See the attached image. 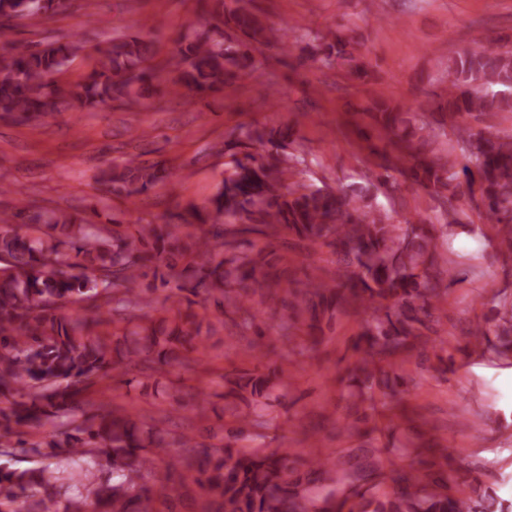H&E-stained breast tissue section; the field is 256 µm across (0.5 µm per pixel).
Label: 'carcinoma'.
<instances>
[{"mask_svg": "<svg viewBox=\"0 0 512 512\" xmlns=\"http://www.w3.org/2000/svg\"><path fill=\"white\" fill-rule=\"evenodd\" d=\"M78 8L76 0H0V19L56 15ZM223 24L239 33L229 43L180 44L169 65L175 73L171 91L207 95L232 84L236 71L255 67L259 45L282 42L281 30L265 27L249 9L224 14ZM346 29L331 32L325 59L336 57L360 77L368 71L359 57L345 50ZM78 41L47 42L33 50L13 41L0 42V113L30 118L68 105L88 112L110 102L125 103L155 75L153 44L122 37L95 49L85 81L58 85L52 76L69 65ZM370 111L392 141L401 144L409 165L408 179L430 188L448 204V223L424 220L393 224L363 192L320 188L283 194L277 185L295 156L266 152L237 157L233 149L256 141L274 143L262 128L224 144L231 168L213 196L189 206L180 220L209 224L208 235L182 234L172 224H126L112 230L64 210L24 206L0 213V429L46 428L43 440L20 451L44 457L65 454L69 465L54 468L0 467V512H157L156 501H171L181 485L167 477L157 486L143 480L154 458L167 448L183 449V460L195 466L197 481L212 500V512H344L352 496L367 499L371 512H512V500L493 495L461 497L451 492L441 471H402L389 494L376 496L371 483L379 477L377 458L351 454L329 467L306 466L277 451L222 448L190 436L168 438L166 420L139 427L125 414L108 410L88 414L83 396L119 366L148 359L156 370L182 364L204 347L213 325L202 327L190 310L142 322L133 314L141 300L142 279L153 276L163 286L197 296L223 315L238 314L242 326L254 327L244 307L267 287L273 253L245 235L259 233L290 239L310 248L333 247L339 264L336 279L311 278L304 287L283 289L282 324L307 317L309 328L324 333L336 309L354 302L368 315L353 343L358 379L356 397L365 400L375 374L402 352L436 343L421 329H433L448 286L456 281L455 261L448 259L445 238L461 224L454 202L479 195V216L501 225V244L512 248V141L465 123L477 112L512 111V51L495 41H477L448 60V99L428 98L421 113L407 118L377 96ZM428 112L448 113L459 150L441 159L429 154L434 137ZM173 172L160 162L129 158L103 172L101 180L116 198L131 201ZM107 297L115 311L126 313V325L111 341L92 330L95 321L82 314L59 317L65 303ZM479 323L470 339L478 350L512 353V322L499 326L498 342L487 339ZM222 397L238 398L246 407L273 409L288 391L285 371L227 379Z\"/></svg>", "mask_w": 512, "mask_h": 512, "instance_id": "1", "label": "carcinoma"}]
</instances>
